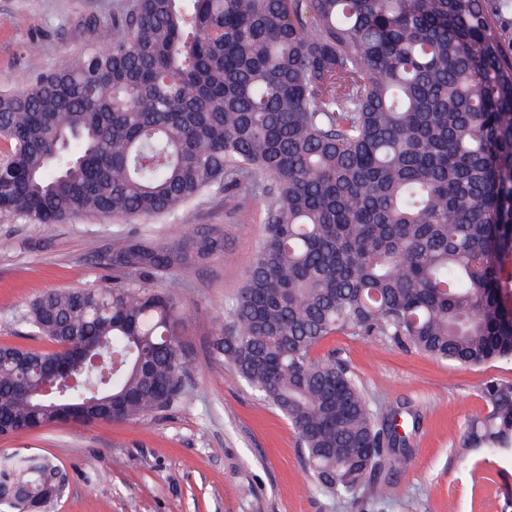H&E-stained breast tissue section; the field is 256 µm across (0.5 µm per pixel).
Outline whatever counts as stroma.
Segmentation results:
<instances>
[{
	"instance_id": "1",
	"label": "stroma",
	"mask_w": 512,
	"mask_h": 512,
	"mask_svg": "<svg viewBox=\"0 0 512 512\" xmlns=\"http://www.w3.org/2000/svg\"><path fill=\"white\" fill-rule=\"evenodd\" d=\"M122 2L0 0V87L78 59L101 42ZM263 217L260 201L233 213L215 191L159 218L30 224L0 213V344L49 349L26 323L32 298L99 284L113 245L146 238L182 257L156 285L174 286L193 358L187 396L172 410L2 436L0 456L40 454L61 467L66 489L49 512H448L452 503L457 512H512V447L463 445L471 420L488 410L486 382H512V361L467 367L381 336H330L314 354L347 365L372 413L397 411L409 451L384 455L356 494L314 487L289 422L210 353L224 306L261 247ZM187 224L223 240V250L198 254L183 234ZM228 253L233 263H225Z\"/></svg>"
}]
</instances>
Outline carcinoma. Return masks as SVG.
<instances>
[{
	"label": "carcinoma",
	"instance_id": "carcinoma-1",
	"mask_svg": "<svg viewBox=\"0 0 512 512\" xmlns=\"http://www.w3.org/2000/svg\"><path fill=\"white\" fill-rule=\"evenodd\" d=\"M512 0H130L78 60L0 91V212L159 217L211 188L263 202L264 240L213 336L292 424L323 493H357L405 437L379 423L326 337L441 360H512ZM178 261L118 242L112 279L44 292L0 345V435L112 397V419L185 397L187 318L149 283ZM464 446H512V382ZM44 456L0 457V505L45 512Z\"/></svg>",
	"mask_w": 512,
	"mask_h": 512
}]
</instances>
